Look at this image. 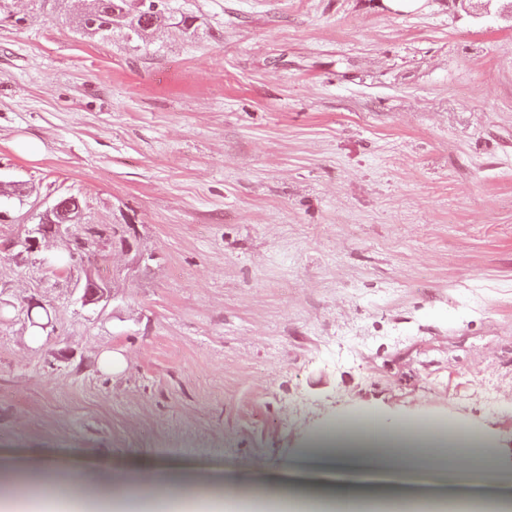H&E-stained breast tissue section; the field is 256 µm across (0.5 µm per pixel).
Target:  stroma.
I'll use <instances>...</instances> for the list:
<instances>
[{
  "mask_svg": "<svg viewBox=\"0 0 512 512\" xmlns=\"http://www.w3.org/2000/svg\"><path fill=\"white\" fill-rule=\"evenodd\" d=\"M168 4L193 29L0 23V461L189 466L249 492L182 512H279L262 486L371 416L469 427L512 473V0ZM68 195L93 247L53 271L22 241Z\"/></svg>",
  "mask_w": 512,
  "mask_h": 512,
  "instance_id": "35a3bbf8",
  "label": "stroma"
}]
</instances>
